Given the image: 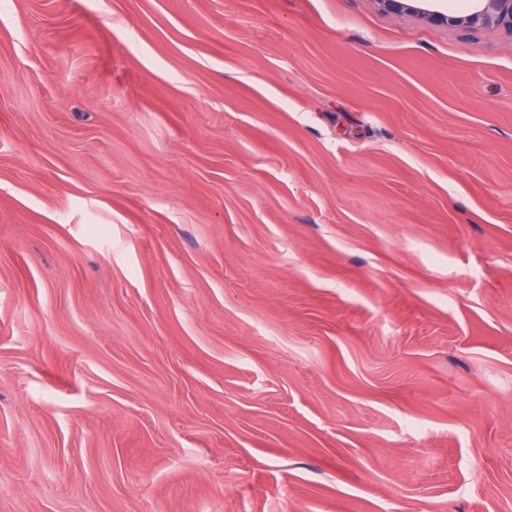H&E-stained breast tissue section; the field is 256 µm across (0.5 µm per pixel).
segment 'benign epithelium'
Here are the masks:
<instances>
[{
    "label": "benign epithelium",
    "instance_id": "obj_1",
    "mask_svg": "<svg viewBox=\"0 0 512 512\" xmlns=\"http://www.w3.org/2000/svg\"><path fill=\"white\" fill-rule=\"evenodd\" d=\"M377 8L387 13H407L432 24L443 26L468 38L473 34L499 29L512 35V0H471L470 9L461 15L449 14L433 5L416 6L408 0H373Z\"/></svg>",
    "mask_w": 512,
    "mask_h": 512
}]
</instances>
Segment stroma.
<instances>
[{
	"instance_id": "stroma-1",
	"label": "stroma",
	"mask_w": 512,
	"mask_h": 512,
	"mask_svg": "<svg viewBox=\"0 0 512 512\" xmlns=\"http://www.w3.org/2000/svg\"><path fill=\"white\" fill-rule=\"evenodd\" d=\"M0 512H512V38L0 0Z\"/></svg>"
}]
</instances>
